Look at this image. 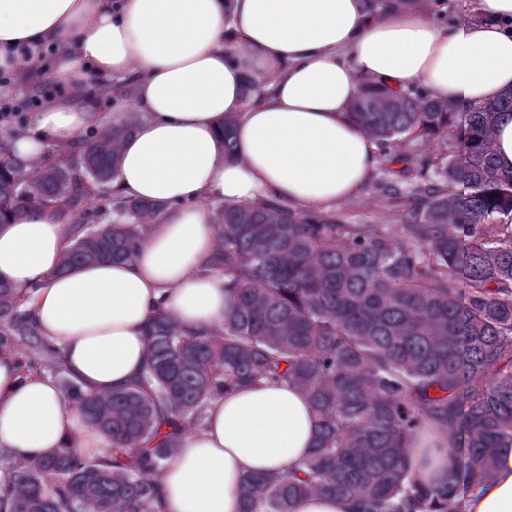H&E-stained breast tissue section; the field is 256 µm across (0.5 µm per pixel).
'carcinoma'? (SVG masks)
Here are the masks:
<instances>
[{"mask_svg":"<svg viewBox=\"0 0 512 512\" xmlns=\"http://www.w3.org/2000/svg\"><path fill=\"white\" fill-rule=\"evenodd\" d=\"M132 93L117 85L113 109ZM351 109L386 162L378 187L405 207L404 223L349 224L277 199L216 206L210 266L232 299L224 326L185 333L156 311L146 372L124 389L84 394L26 316L34 288L0 283V352L55 378L112 447L109 457L63 448L27 460L0 450V512H156V478L184 435L203 427L211 402L261 381L311 400L316 439L291 470L244 475L242 512H293L316 494L352 512H459L460 485L494 476L512 441V171L494 147L512 89L467 112L424 89L367 90ZM235 124L224 118L226 158ZM134 130L126 118L93 130L28 171L1 143L0 217L65 208L64 269L132 259L162 211L109 188ZM406 139L432 149L408 154ZM429 426L448 435L456 465L423 486L408 457Z\"/></svg>","mask_w":512,"mask_h":512,"instance_id":"obj_1","label":"carcinoma"}]
</instances>
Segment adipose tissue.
I'll return each mask as SVG.
<instances>
[{
    "label": "adipose tissue",
    "mask_w": 512,
    "mask_h": 512,
    "mask_svg": "<svg viewBox=\"0 0 512 512\" xmlns=\"http://www.w3.org/2000/svg\"><path fill=\"white\" fill-rule=\"evenodd\" d=\"M60 46L52 67L20 63L15 47ZM49 70L71 88L44 104L35 128L9 147L23 168L68 154L108 121L86 94L132 80L133 135L119 148L112 192L163 204L135 256L60 272L71 218L35 206L0 220V282L35 288L27 306L88 395L143 372L145 327L156 307L186 332L224 324V275L207 261L217 244L213 206L274 197L327 208L362 189L377 149L348 117L368 87L422 86L465 109L512 87V0H464L443 25L416 7L370 9L368 0H0V68ZM258 95L245 103L244 88ZM237 115V156L224 157V118ZM312 405L297 389L262 382L211 404L157 477V512H239L243 475L286 471L311 450ZM424 482L452 465L429 431ZM107 455L104 436L47 374H24L0 355V447L16 460L62 447ZM460 512H512V446L485 490L460 492Z\"/></svg>",
    "instance_id": "ef3b65f1"
}]
</instances>
